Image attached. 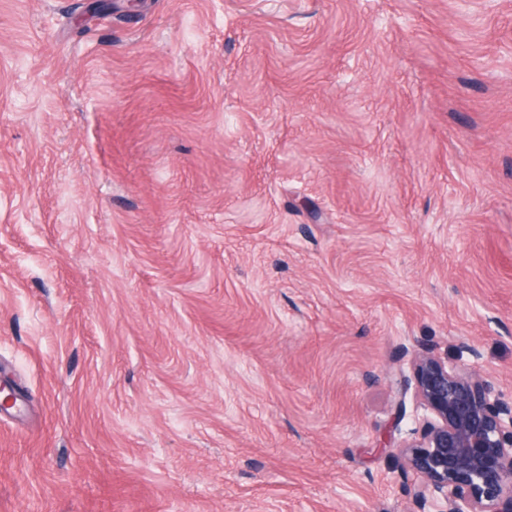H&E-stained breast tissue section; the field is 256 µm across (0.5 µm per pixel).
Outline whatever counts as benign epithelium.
I'll use <instances>...</instances> for the list:
<instances>
[{
  "label": "benign epithelium",
  "instance_id": "obj_1",
  "mask_svg": "<svg viewBox=\"0 0 512 512\" xmlns=\"http://www.w3.org/2000/svg\"><path fill=\"white\" fill-rule=\"evenodd\" d=\"M395 391L394 426L415 421L400 472L420 479L408 491L421 512H512V401L493 381L418 344Z\"/></svg>",
  "mask_w": 512,
  "mask_h": 512
}]
</instances>
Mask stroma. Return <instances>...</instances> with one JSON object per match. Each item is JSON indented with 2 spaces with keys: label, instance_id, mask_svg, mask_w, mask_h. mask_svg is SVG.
Listing matches in <instances>:
<instances>
[{
  "label": "stroma",
  "instance_id": "1",
  "mask_svg": "<svg viewBox=\"0 0 512 512\" xmlns=\"http://www.w3.org/2000/svg\"><path fill=\"white\" fill-rule=\"evenodd\" d=\"M417 344L512 400V0H0V512H418Z\"/></svg>",
  "mask_w": 512,
  "mask_h": 512
}]
</instances>
